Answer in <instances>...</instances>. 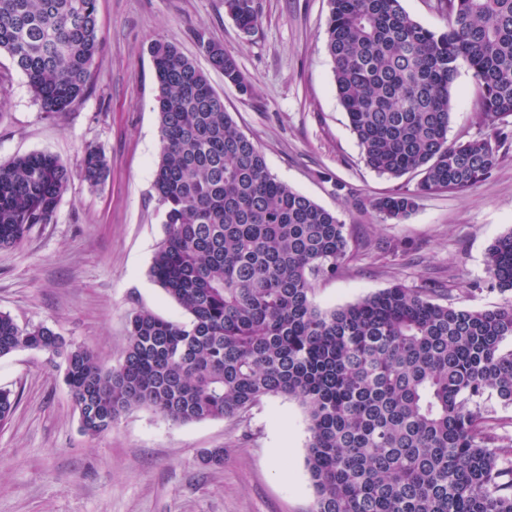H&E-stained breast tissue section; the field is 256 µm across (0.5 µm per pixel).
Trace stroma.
I'll return each mask as SVG.
<instances>
[{
  "label": "stroma",
  "instance_id": "obj_1",
  "mask_svg": "<svg viewBox=\"0 0 512 512\" xmlns=\"http://www.w3.org/2000/svg\"><path fill=\"white\" fill-rule=\"evenodd\" d=\"M259 21L243 36L224 0H97L100 51L85 97L66 112L42 111L26 77L0 55V162L33 152L57 156L71 180L51 223L0 250V312L22 326L45 323L105 364L124 353L132 312L165 319L183 312L153 280L164 214L152 190L160 150L158 94L149 44H176L206 72L224 108L264 153L273 175L336 212L360 248L312 299L332 309L402 284L435 283L437 302L490 309L485 253L512 229V141L489 178L464 191L421 197L400 223H382L370 200L414 188L418 177L378 175L363 162L334 86L325 48L328 0H255ZM231 52L253 93L241 95L211 68L195 34ZM477 85L460 66L451 91L448 139L480 126ZM106 157L109 176L80 175L86 147ZM345 190L336 191V182ZM0 387L19 395L0 427V512H310L305 466L310 433L301 406L265 397L234 418L174 424L147 410L84 435L63 373L38 351L0 357ZM205 448L224 451L207 466Z\"/></svg>",
  "mask_w": 512,
  "mask_h": 512
}]
</instances>
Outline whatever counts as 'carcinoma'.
Masks as SVG:
<instances>
[{"mask_svg": "<svg viewBox=\"0 0 512 512\" xmlns=\"http://www.w3.org/2000/svg\"><path fill=\"white\" fill-rule=\"evenodd\" d=\"M97 0H0V53L45 112L87 93L100 49ZM326 48L336 95L368 168L421 175L412 190L372 201L399 223L418 199L485 180L512 136V0H436L446 30L423 27L401 0H328ZM246 36L255 0H224ZM211 67L243 95L252 87L223 44L200 32ZM158 83L161 148L153 189L165 236L151 275L187 320L145 309L128 323L125 355L105 365L44 323L0 312V357L37 350L60 361L83 434L110 430L133 409L175 424L240 416L266 396L300 403L309 422L312 512H512V297L473 310L435 301L425 284H396L321 310L314 284L357 257L347 225L278 180L224 109L206 73L162 38L149 46ZM473 71L483 132L448 143L451 87ZM92 186L108 174L85 150ZM71 171L50 153L0 164V248L48 224ZM491 287L512 293V229L487 249ZM18 396L0 388V424Z\"/></svg>", "mask_w": 512, "mask_h": 512, "instance_id": "cac0c4a2", "label": "carcinoma"}]
</instances>
